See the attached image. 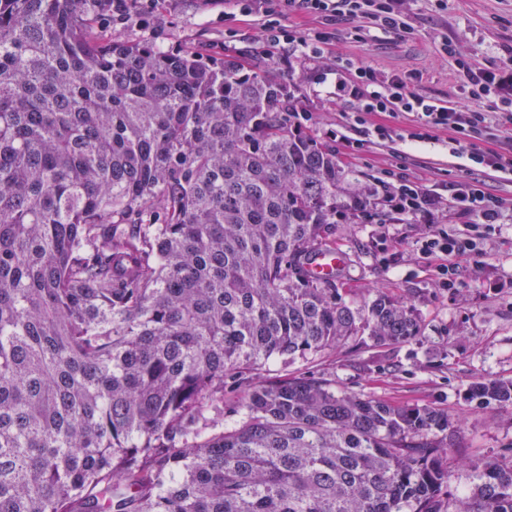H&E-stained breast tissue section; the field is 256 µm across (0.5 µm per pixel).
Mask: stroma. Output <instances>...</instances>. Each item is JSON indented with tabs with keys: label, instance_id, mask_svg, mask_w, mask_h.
Returning <instances> with one entry per match:
<instances>
[{
	"label": "stroma",
	"instance_id": "35a3bbf8",
	"mask_svg": "<svg viewBox=\"0 0 512 512\" xmlns=\"http://www.w3.org/2000/svg\"><path fill=\"white\" fill-rule=\"evenodd\" d=\"M403 9L410 34L399 37L369 23L358 33L343 24L320 54L297 53L290 69L278 55L264 54V37L255 22H224L204 0H160L151 14L130 15L107 30L117 43L150 39L169 51L264 64L291 85L308 127L335 144L339 161L359 187L376 186L385 170L398 168L444 195L449 183L466 174L469 161L452 155L441 140H372L352 151L349 143L360 138L361 127L349 105L337 101L331 71L340 59L372 67L384 77L411 71L423 96L450 106L465 104L463 74L440 45H457L471 64L497 67L503 46L512 44V0H447L439 11L430 0H404ZM483 179L510 208L497 237L485 246L483 268L461 266L464 286L457 290L438 288L433 267L415 249L419 219L398 215L382 224L337 225L335 247L345 257L340 275L346 287L360 301L385 293L406 302L418 318L420 334L386 346L352 336L336 352L294 366L371 399L435 406L461 421L462 446L450 455L453 489L469 486L470 463L512 458V405L482 404L469 393L478 381L512 379V177L487 172Z\"/></svg>",
	"mask_w": 512,
	"mask_h": 512
}]
</instances>
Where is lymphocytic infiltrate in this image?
<instances>
[{
	"label": "lymphocytic infiltrate",
	"instance_id": "obj_1",
	"mask_svg": "<svg viewBox=\"0 0 512 512\" xmlns=\"http://www.w3.org/2000/svg\"><path fill=\"white\" fill-rule=\"evenodd\" d=\"M234 11L225 13L228 21L237 16L253 17L275 45L308 47L310 42L328 43L332 35L316 32L306 38L289 31L285 20L298 11L336 25L350 23L361 17L372 18L381 30L400 34L409 32L402 0H234ZM336 94L356 111L360 124L368 125L369 135L381 141L395 139L424 142L433 132L448 134L451 153L469 158L473 167L512 174V56L503 60L497 70L464 66L463 75L469 87V105L449 107L419 94L414 87L415 76L406 71L386 79H378L367 66L349 60L337 63ZM494 105L496 120H489L484 105ZM389 112L405 117L408 127L369 125L371 116ZM449 204L472 216L467 233L459 234L441 224L433 223L432 215L441 203L440 196L411 181H401L384 196L383 204L397 214L419 217L425 224L416 241L418 253L434 262L438 287L459 288L460 260L483 266L481 241L496 235L504 208L503 200L488 191L481 180L461 178L450 185Z\"/></svg>",
	"mask_w": 512,
	"mask_h": 512
}]
</instances>
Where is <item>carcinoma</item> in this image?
<instances>
[{
    "instance_id": "cac0c4a2",
    "label": "carcinoma",
    "mask_w": 512,
    "mask_h": 512,
    "mask_svg": "<svg viewBox=\"0 0 512 512\" xmlns=\"http://www.w3.org/2000/svg\"><path fill=\"white\" fill-rule=\"evenodd\" d=\"M0 0V512H512L459 422L285 364L420 333L310 275L359 200L272 71ZM471 396L512 404V381Z\"/></svg>"
}]
</instances>
